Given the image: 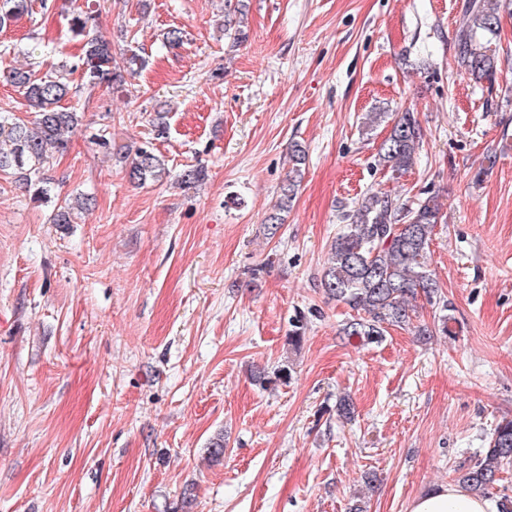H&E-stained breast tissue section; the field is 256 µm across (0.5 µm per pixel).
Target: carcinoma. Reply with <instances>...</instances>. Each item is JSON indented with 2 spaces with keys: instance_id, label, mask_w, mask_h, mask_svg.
Segmentation results:
<instances>
[{
  "instance_id": "cac0c4a2",
  "label": "carcinoma",
  "mask_w": 512,
  "mask_h": 512,
  "mask_svg": "<svg viewBox=\"0 0 512 512\" xmlns=\"http://www.w3.org/2000/svg\"><path fill=\"white\" fill-rule=\"evenodd\" d=\"M497 3L474 0L460 35L457 64L464 74L477 82L495 81L497 56L488 36L498 26ZM33 12L32 0H0V29L21 15ZM91 15L77 10L70 22L71 32L83 40L82 70L86 86L96 87L123 80L146 67V59L132 51L112 53L108 42L89 34ZM11 82L24 90L34 112L29 121L0 113V171L13 170L23 184L35 187L38 195H48L43 169L52 152L67 151L69 136L82 125L83 113L68 110L60 102L70 93L67 82L55 75L36 76L15 72ZM422 137L415 113L407 110L392 118L389 134L378 152V165L399 175L411 168ZM294 176L280 189L279 202L262 224L264 235L274 238L281 229V213L288 210L298 187L297 174L305 162L301 145L292 147ZM167 174L164 162L147 148H140L132 159L128 178L133 183L159 180ZM87 200H64L54 217L56 224L71 223L72 210L85 208ZM340 226L330 246V257L321 285L325 292L344 303L352 312L340 334L361 346L379 344L386 327H406L416 316L419 300L425 298L440 308L436 320L438 332L453 334L452 308L440 288L428 259L431 236L440 220L436 197L408 204L397 196L369 190L342 214ZM512 466V418L497 423L488 446L478 457L455 469L456 480L481 497L490 493L499 474Z\"/></svg>"
}]
</instances>
